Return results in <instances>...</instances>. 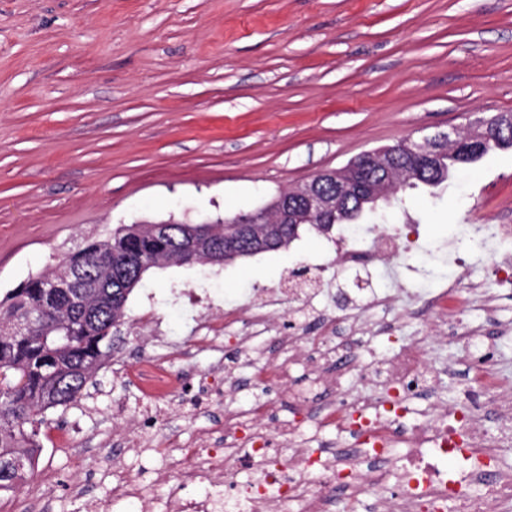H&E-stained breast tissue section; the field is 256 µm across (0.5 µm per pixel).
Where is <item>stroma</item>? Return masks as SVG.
Instances as JSON below:
<instances>
[{
	"label": "stroma",
	"instance_id": "obj_1",
	"mask_svg": "<svg viewBox=\"0 0 512 512\" xmlns=\"http://www.w3.org/2000/svg\"><path fill=\"white\" fill-rule=\"evenodd\" d=\"M498 112H512V0H0V297L115 225L249 211L366 150ZM403 196L390 224H416L420 248L402 289L446 287L466 226L512 224V149L436 193ZM333 256L331 236L305 230L285 251L149 271L94 384L47 413L18 496L39 495L34 512H69V495L46 489L65 476L88 498L111 497L116 460L152 481L157 445L187 447L212 427L227 381L246 386L259 366L236 336L219 352L202 346L196 325L246 305L251 288L282 293L271 309L280 318L297 268L307 286L324 281L318 305L331 307L350 293ZM492 269L485 255L471 274L495 294V316L477 308L469 319L512 377V286ZM147 309L154 336L139 327ZM148 354L183 377L162 403L125 376ZM432 355L453 364L445 387L456 402L469 352L439 339ZM203 375L211 404L197 409ZM148 417L154 436L123 453Z\"/></svg>",
	"mask_w": 512,
	"mask_h": 512
}]
</instances>
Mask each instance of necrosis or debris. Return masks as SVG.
Wrapping results in <instances>:
<instances>
[{"label": "necrosis or debris", "mask_w": 512, "mask_h": 512, "mask_svg": "<svg viewBox=\"0 0 512 512\" xmlns=\"http://www.w3.org/2000/svg\"><path fill=\"white\" fill-rule=\"evenodd\" d=\"M408 234L384 232L373 244L363 238L336 242V268L359 276L370 262L412 253ZM459 275L447 287L413 304L393 295L369 292L357 312L312 314L302 303L272 320L262 305L230 307L218 321L197 326L200 344L221 345L240 318L251 336L273 334L287 363L260 367L257 381L303 407L315 432L333 431L334 440L312 448L298 421H279L270 405L256 403L224 413V445L200 436L196 447L180 449L156 475L165 494L153 501L139 479L113 470L111 497L90 512H111L112 499L161 512H512V383L495 370L494 352L484 330L463 324L464 314L481 305L495 312V297L467 271L466 255L450 256ZM414 335H403L406 326ZM401 334L398 350L380 362L366 361L371 338ZM251 336L241 337L249 344ZM466 340L481 367L463 392L465 408L441 404L443 371L429 349L434 337ZM302 365L313 389L288 378V364ZM390 392L391 400L344 387L349 378ZM412 399L427 402L422 421L408 417ZM498 421L496 432L484 427ZM461 450L465 466L455 479L441 468L442 456Z\"/></svg>", "instance_id": "4bbe7bcc"}]
</instances>
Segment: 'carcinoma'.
I'll list each match as a JSON object with an SVG mask.
<instances>
[{"label":"carcinoma","instance_id":"cac0c4a2","mask_svg":"<svg viewBox=\"0 0 512 512\" xmlns=\"http://www.w3.org/2000/svg\"><path fill=\"white\" fill-rule=\"evenodd\" d=\"M505 148H512L509 125L493 140L434 153L423 172L397 178L388 195L364 196L323 217L299 213L295 230L282 227L274 250L288 249L304 226L328 234L364 219L384 224L403 204L399 192L428 181L438 188L452 171L466 170ZM239 216L227 215L211 224L170 219L171 231L165 237L151 222L119 224L83 241L53 268L0 299V493L15 490L32 469L47 412L76 404L93 382L112 349L116 325L125 323L129 296L145 273L197 263L224 266V228ZM63 276L76 279L75 287L51 292L48 283ZM34 317L37 322L31 329L23 334L14 331L16 323ZM10 460L21 462L22 469L6 467Z\"/></svg>","mask_w":512,"mask_h":512}]
</instances>
